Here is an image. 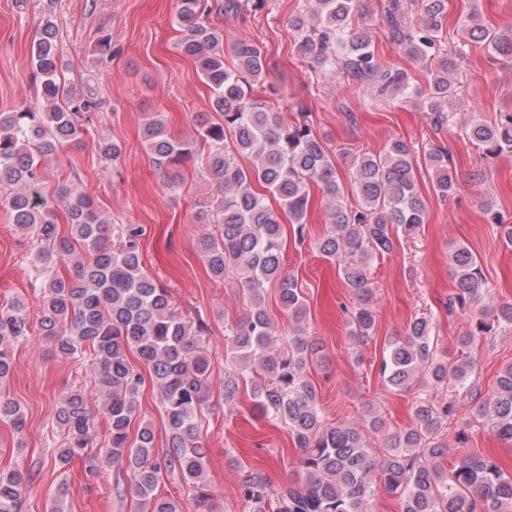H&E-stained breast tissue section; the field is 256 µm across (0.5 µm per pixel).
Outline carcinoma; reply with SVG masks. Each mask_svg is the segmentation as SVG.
Segmentation results:
<instances>
[{"instance_id":"1","label":"carcinoma","mask_w":512,"mask_h":512,"mask_svg":"<svg viewBox=\"0 0 512 512\" xmlns=\"http://www.w3.org/2000/svg\"><path fill=\"white\" fill-rule=\"evenodd\" d=\"M356 0H314L313 9L289 19L298 36V51L314 59L332 77H350L376 85L379 92L403 99L426 96L434 124L446 121L441 105L455 92L450 75L455 56L470 42H479L502 55H512V37L474 23L475 14L462 20V44L454 54L437 47L445 0H420L425 26L406 19L400 0H393L384 24L390 41L413 58L427 63L426 88L412 84L402 69L384 68L375 58L370 31L351 26ZM265 0H179L175 23L182 33L181 48L197 65L212 90L211 107L220 121L198 131L208 147V175L224 188L219 204V235L201 242L210 274L222 280L235 274L255 300L249 314L233 331L234 369L224 373V402H233L240 379L256 374L255 405L265 418L285 424L302 454L300 481L274 490L267 477L253 471L242 482L250 512H366L375 495V477L401 501L402 512H512V473L491 457L466 454L452 469L438 464L444 444L441 429L454 415L455 402H439L428 391L417 397L412 424L391 435L385 453L376 457L366 430L379 427L372 418L364 428L327 424L316 390L307 379L312 345L303 327L288 336L287 346L274 350V325L260 304L262 291L277 288L279 300L296 323L306 315L297 280L283 275L282 224L255 185L279 199L293 232L304 240L308 186L320 184L338 197L334 157L313 133L308 114L290 123L269 111L254 97L268 69L263 47L239 40L225 64L224 35L213 26V11L237 17L257 12ZM118 50L108 33L97 36L92 60L100 66ZM30 70L41 110L0 112V186L13 224L37 243L33 254L43 289L40 332L65 358L90 359L100 393L99 414L109 431L100 456L86 455L93 446L94 419L84 393L67 394L57 412L66 440L54 451L64 467L85 456L88 471L124 464L131 472V491L142 512H185L180 501L157 495L164 473L178 472L190 487L199 488L207 457L201 442L203 410L209 398L213 360L202 346L208 325L202 317L188 322L175 313L168 288L142 267V224H109L77 186L56 188L68 229L61 232L57 209L41 199L40 159L79 141L101 108L94 92L66 86L61 74L58 27L52 11L44 12L29 51ZM466 138L486 157L512 152V113L501 112L489 123L473 118ZM153 164L159 168L193 157L185 142L171 139L162 119L153 117L143 128ZM101 156L115 161L123 153L115 140L97 141ZM248 160L241 165L236 157ZM436 172L433 188L448 197L455 179L442 151L429 154ZM353 188L358 206L341 203L328 211L329 228L315 241V249L336 261L356 301L350 311V335L367 339L375 326L370 288L371 260L394 249V233H408L424 223L426 204L417 188L411 147L393 141L382 153H363L353 163ZM456 292L449 306L462 310L488 295L487 281L475 255L458 247L451 255ZM493 325L480 320L460 337L461 350L488 335ZM25 304L14 301L0 310V380L11 371L15 348L31 336ZM136 351L148 369L143 375L129 360ZM473 363L462 357L450 364L434 353L427 321L415 320L406 336L389 343L379 374L387 386L405 391L413 383L433 389L454 383L475 397L469 379ZM156 386L163 409L168 450L155 454V434L149 425L129 441L130 426L139 415V396L145 380ZM495 399L478 409V416L498 438L512 442V365L497 377ZM20 431L26 424L21 408L0 397V421ZM25 484L18 472H0V512H19Z\"/></svg>"}]
</instances>
